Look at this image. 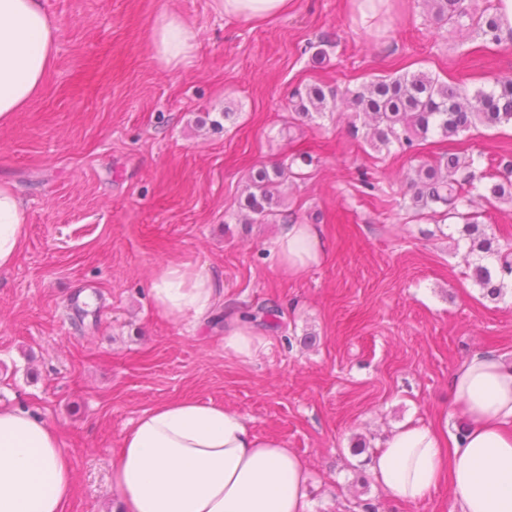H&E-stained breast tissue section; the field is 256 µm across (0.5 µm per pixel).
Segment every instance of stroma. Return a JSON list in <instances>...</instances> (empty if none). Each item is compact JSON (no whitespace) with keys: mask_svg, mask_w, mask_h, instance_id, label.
Listing matches in <instances>:
<instances>
[{"mask_svg":"<svg viewBox=\"0 0 512 512\" xmlns=\"http://www.w3.org/2000/svg\"><path fill=\"white\" fill-rule=\"evenodd\" d=\"M44 2L58 27L53 68L0 126V181L28 211L21 254L0 269V405L57 430L74 473L67 512H111L125 432L184 396L234 409L303 457L313 512H449L445 488L414 505L389 499L366 458L399 424L448 413L450 378L471 352L512 356V292L484 297L465 244L401 202L410 170L443 150L497 172L512 128L378 152L352 135L351 113L296 120L289 99L312 83L421 71L473 90L512 77V44L484 46L423 0H391L367 27L352 0H294L260 25L215 0ZM164 11L193 32L188 63L152 52ZM282 161L303 175L284 188L288 215L327 240L325 260L296 277L269 257L274 223L237 220L250 168ZM177 259L224 284L201 326L162 319L149 297L154 271ZM266 302L282 326L241 365L224 353L223 317Z\"/></svg>","mask_w":512,"mask_h":512,"instance_id":"stroma-1","label":"stroma"}]
</instances>
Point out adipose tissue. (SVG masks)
<instances>
[{
  "label": "adipose tissue",
  "instance_id": "adipose-tissue-1",
  "mask_svg": "<svg viewBox=\"0 0 512 512\" xmlns=\"http://www.w3.org/2000/svg\"><path fill=\"white\" fill-rule=\"evenodd\" d=\"M293 0H216L225 15L262 23L287 14ZM55 23L43 0H0V126L11 124L40 94L54 63ZM150 45L169 64L187 62L188 23L162 12ZM28 213L10 183L0 182V268L18 259ZM268 250L283 275L320 264L326 253L315 224H278ZM219 277L184 260L158 267L150 296L171 322L200 323L216 306ZM269 337L241 318L224 323V352L250 365ZM453 411L464 427L405 423L373 452L369 470L392 499L417 503L442 486L451 512H512V359L469 355L451 378ZM120 512H312L305 460L274 435H258L245 416L191 397L145 411L111 460ZM74 474L54 428L15 407H0V512H66Z\"/></svg>",
  "mask_w": 512,
  "mask_h": 512
}]
</instances>
